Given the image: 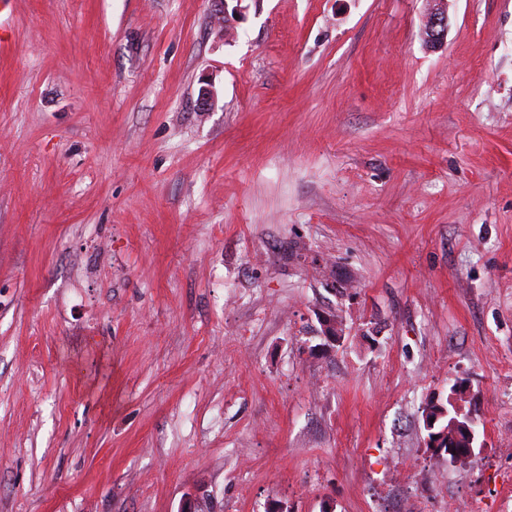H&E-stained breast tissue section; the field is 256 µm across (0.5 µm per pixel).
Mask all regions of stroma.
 <instances>
[{"mask_svg":"<svg viewBox=\"0 0 512 512\" xmlns=\"http://www.w3.org/2000/svg\"><path fill=\"white\" fill-rule=\"evenodd\" d=\"M429 8L250 0L225 40L210 0H10L0 512H403L432 474L498 512L512 0H449L438 49ZM435 7L430 12L424 29L423 39L433 49L442 47L448 35V1L433 0ZM474 424L475 421L470 418H466L465 423H462V421H460L458 418H452L449 421V427L448 429H445L444 433L442 434V437L448 435V439H452L455 441L458 436V433L463 432L466 434L468 440V448L453 452V456L451 458L452 463H461L467 460L468 458L472 457V455L474 454L473 440L475 438V434L473 433L471 428V425Z\"/></svg>","mask_w":512,"mask_h":512,"instance_id":"35a3bbf8","label":"stroma"}]
</instances>
